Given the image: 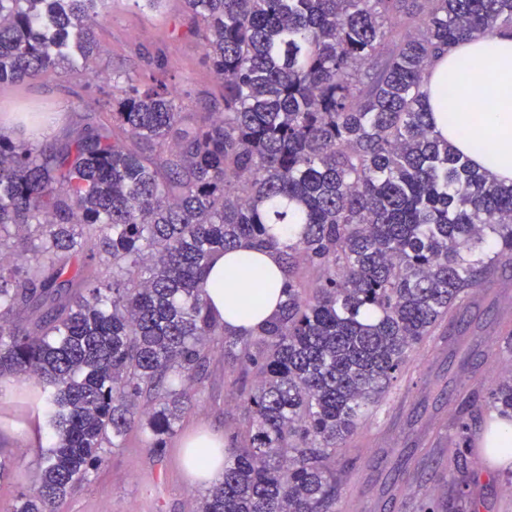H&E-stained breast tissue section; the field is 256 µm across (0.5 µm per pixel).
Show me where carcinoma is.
<instances>
[{
  "mask_svg": "<svg viewBox=\"0 0 512 512\" xmlns=\"http://www.w3.org/2000/svg\"><path fill=\"white\" fill-rule=\"evenodd\" d=\"M103 2L0 0V85L93 55ZM182 2L222 111L117 73L64 140L0 138V379L40 387L51 434L10 512H56L136 428L159 453L216 349L246 422L194 512H335L344 442L512 269V186L438 139L422 91L451 44L512 29V0ZM242 241L287 275L247 334L204 277ZM489 404L512 410V374Z\"/></svg>",
  "mask_w": 512,
  "mask_h": 512,
  "instance_id": "obj_1",
  "label": "carcinoma"
}]
</instances>
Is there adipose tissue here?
Returning <instances> with one entry per match:
<instances>
[{
  "mask_svg": "<svg viewBox=\"0 0 512 512\" xmlns=\"http://www.w3.org/2000/svg\"><path fill=\"white\" fill-rule=\"evenodd\" d=\"M466 59L467 68L457 65ZM458 90L454 100L443 97L445 86ZM423 91L440 139L466 156L473 167L495 182L512 183V33L475 36L452 45L425 74ZM491 104L476 108L477 100ZM262 274L264 301L250 312L237 309L248 296L247 270ZM285 275L276 252L258 251L241 243L220 256L207 273V296L228 331L241 333L266 324L278 311Z\"/></svg>",
  "mask_w": 512,
  "mask_h": 512,
  "instance_id": "adipose-tissue-1",
  "label": "adipose tissue"
}]
</instances>
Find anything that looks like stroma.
I'll return each instance as SVG.
<instances>
[{"instance_id": "obj_1", "label": "stroma", "mask_w": 512, "mask_h": 512, "mask_svg": "<svg viewBox=\"0 0 512 512\" xmlns=\"http://www.w3.org/2000/svg\"><path fill=\"white\" fill-rule=\"evenodd\" d=\"M100 51L86 61V80L67 67L18 86L0 87V118L25 106L57 112L60 120L47 140L63 139L82 123L87 103L112 93V76L175 75L190 90V111H211L219 95L204 59L202 41L188 32L182 0H168L151 12L132 0H105L96 27ZM512 304V287L487 282L461 307L465 333L433 337L416 352L411 380L394 383L380 406L348 440L337 462L352 460L350 480L336 512H419L427 495L448 500L457 512H512V468L491 472L488 460L461 450L454 427L474 417L478 434L495 415L488 391L512 367V336L502 324ZM26 391L0 380V449L11 457L0 468V507L10 508L20 488L34 484L37 463L28 453ZM244 416L224 377V355L212 353L198 375L189 409L159 454L147 449L149 436L133 430L105 466L65 498L58 512H192L201 491L190 482L181 459L184 440L209 431L238 429Z\"/></svg>"}]
</instances>
